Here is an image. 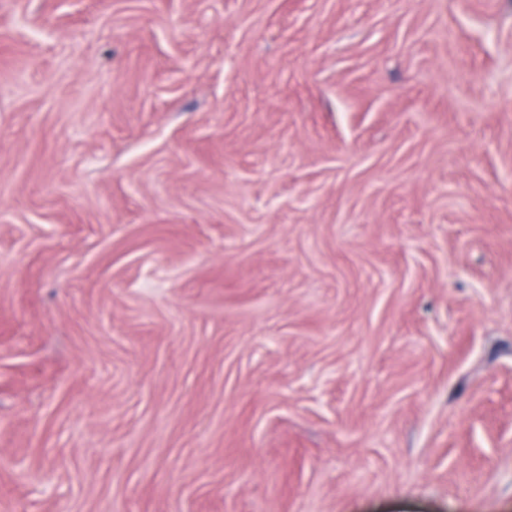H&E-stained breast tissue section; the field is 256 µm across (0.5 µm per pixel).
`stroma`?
Wrapping results in <instances>:
<instances>
[{"mask_svg":"<svg viewBox=\"0 0 512 512\" xmlns=\"http://www.w3.org/2000/svg\"><path fill=\"white\" fill-rule=\"evenodd\" d=\"M0 512H512V0H0Z\"/></svg>","mask_w":512,"mask_h":512,"instance_id":"obj_1","label":"stroma"}]
</instances>
